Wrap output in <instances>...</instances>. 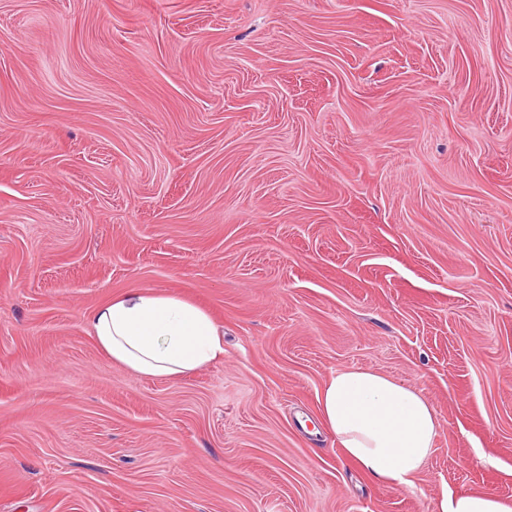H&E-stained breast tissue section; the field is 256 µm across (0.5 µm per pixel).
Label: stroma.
Returning <instances> with one entry per match:
<instances>
[{
	"mask_svg": "<svg viewBox=\"0 0 512 512\" xmlns=\"http://www.w3.org/2000/svg\"><path fill=\"white\" fill-rule=\"evenodd\" d=\"M186 298L179 379L83 328ZM342 368L428 397L413 486L344 459ZM512 500V0H0V512ZM83 326L112 363L142 376L178 378L224 357V331L209 314L151 290L109 298Z\"/></svg>",
	"mask_w": 512,
	"mask_h": 512,
	"instance_id": "1",
	"label": "stroma"
}]
</instances>
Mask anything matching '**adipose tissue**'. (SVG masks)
Masks as SVG:
<instances>
[{
  "instance_id": "ef3b65f1",
  "label": "adipose tissue",
  "mask_w": 512,
  "mask_h": 512,
  "mask_svg": "<svg viewBox=\"0 0 512 512\" xmlns=\"http://www.w3.org/2000/svg\"><path fill=\"white\" fill-rule=\"evenodd\" d=\"M85 331L112 363L147 377L178 378L224 356V331L195 304L136 290L84 316ZM319 412L348 461L392 488L409 487L432 455L439 422L429 399L385 374L337 370Z\"/></svg>"
}]
</instances>
